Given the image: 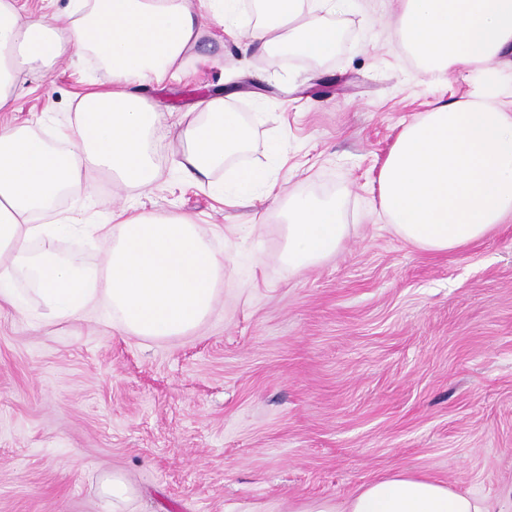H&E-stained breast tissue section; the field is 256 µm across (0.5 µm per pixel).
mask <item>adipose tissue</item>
I'll return each mask as SVG.
<instances>
[{
	"mask_svg": "<svg viewBox=\"0 0 512 512\" xmlns=\"http://www.w3.org/2000/svg\"><path fill=\"white\" fill-rule=\"evenodd\" d=\"M395 24L424 70L491 69L512 56V0H398ZM241 0H70L67 23L25 21L17 0H0V112L16 109V81L60 57L91 52L111 73L89 84L75 124L56 131L53 149L27 127L0 126V306L23 311L37 303L51 326L82 318L106 304L110 327L143 339L183 336L211 312L224 259L208 234L186 215L156 219L131 208L107 224L79 214L41 223L59 196L81 179L103 174L144 190L155 179L156 116L137 85L163 83L186 67L203 35L204 16L232 30ZM352 0H259L263 20L254 38L267 50L327 54L336 41L328 15ZM206 121L179 113L168 132L183 150L177 167L191 180L244 151L251 132L223 94L204 103ZM270 176L243 166L218 191L238 206L269 188ZM382 211L406 242L448 252L512 221V97L463 96L411 122L379 174ZM98 235L111 241L104 267L61 256L59 239ZM347 234L335 202L297 195L288 201L281 262L297 271L336 254ZM29 284L20 292L18 280ZM307 512H490L484 501L442 481L407 473L361 486L343 501L313 502Z\"/></svg>",
	"mask_w": 512,
	"mask_h": 512,
	"instance_id": "obj_1",
	"label": "adipose tissue"
}]
</instances>
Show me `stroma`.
<instances>
[{
	"instance_id": "obj_1",
	"label": "stroma",
	"mask_w": 512,
	"mask_h": 512,
	"mask_svg": "<svg viewBox=\"0 0 512 512\" xmlns=\"http://www.w3.org/2000/svg\"><path fill=\"white\" fill-rule=\"evenodd\" d=\"M397 0L330 16L322 57L261 51L205 27L202 63L139 93L158 112L201 110L224 91L250 124L244 163L283 195L335 200L348 231L318 266L278 255L281 209L263 193L234 208L227 178H183L174 137L155 142L149 191L104 177L54 206L91 223L131 207L194 217L231 255L216 306L194 333L126 336L105 311L54 326L0 308V512H108L105 475L133 494L124 512H305L401 471L490 503L512 490V223L448 253L387 225L378 175L404 127L435 103L512 93V67L425 71L392 23ZM90 53L21 75L9 119L39 136L75 119ZM232 233H225V226Z\"/></svg>"
}]
</instances>
